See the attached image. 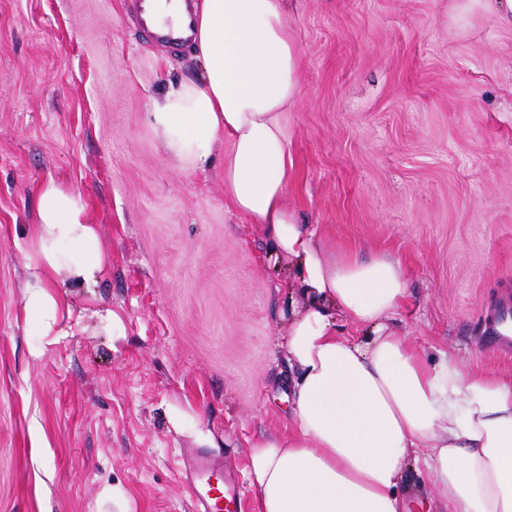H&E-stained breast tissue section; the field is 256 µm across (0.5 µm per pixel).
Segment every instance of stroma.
<instances>
[{"instance_id":"1","label":"stroma","mask_w":512,"mask_h":512,"mask_svg":"<svg viewBox=\"0 0 512 512\" xmlns=\"http://www.w3.org/2000/svg\"><path fill=\"white\" fill-rule=\"evenodd\" d=\"M134 2L0 0V512H111L107 484L142 512H201L189 448L255 512L249 447L294 427L293 274L224 195L227 140L188 171L158 145L152 100L200 63ZM289 24L287 204L330 252L400 261L387 324L429 361L511 381L512 353L481 336L512 296V28L455 0H296ZM49 180L82 194L112 255L95 296L66 301L120 313V342L87 318L33 352L23 247Z\"/></svg>"}]
</instances>
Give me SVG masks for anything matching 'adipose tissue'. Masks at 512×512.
Wrapping results in <instances>:
<instances>
[{
	"label": "adipose tissue",
	"mask_w": 512,
	"mask_h": 512,
	"mask_svg": "<svg viewBox=\"0 0 512 512\" xmlns=\"http://www.w3.org/2000/svg\"><path fill=\"white\" fill-rule=\"evenodd\" d=\"M288 0H156L160 25L192 23L200 72L153 99L148 124L179 169L207 165L218 137L224 194L262 229L297 278L282 345L297 371L295 429L254 442L248 478L256 512H407V469L432 475L442 512H512V382L423 353L384 319L406 298L399 261L327 256L285 201L292 158L284 114L300 91V49ZM23 309L33 333L61 336L82 315L66 289L94 293L110 260L79 192H38ZM364 327L337 336L336 321Z\"/></svg>",
	"instance_id": "1"
}]
</instances>
